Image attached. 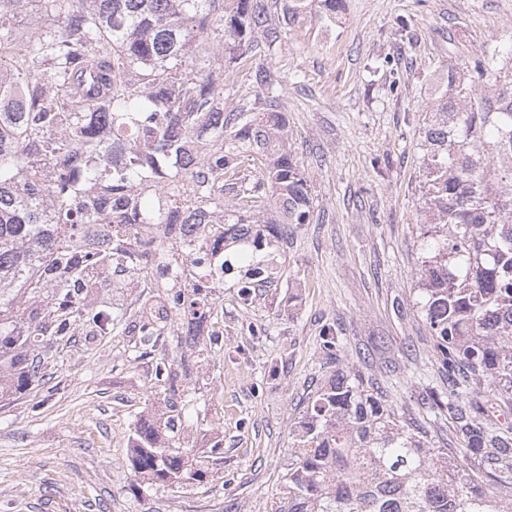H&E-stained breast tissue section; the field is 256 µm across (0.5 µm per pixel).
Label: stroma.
Segmentation results:
<instances>
[{
  "instance_id": "stroma-1",
  "label": "stroma",
  "mask_w": 512,
  "mask_h": 512,
  "mask_svg": "<svg viewBox=\"0 0 512 512\" xmlns=\"http://www.w3.org/2000/svg\"><path fill=\"white\" fill-rule=\"evenodd\" d=\"M512 40V0H344L309 5L274 53H216L224 108L276 98L311 188L313 218L280 243L272 286L217 289L221 335L193 367L185 434L207 481L133 487L128 452L149 420L152 366L182 351L155 336L136 357L121 331L73 337L45 378L0 402V512H274L310 397L336 369L390 390L406 417L437 367L417 313L422 132L449 68ZM267 86H260V72ZM343 348L330 360L323 325ZM257 335H250V328ZM223 440L215 448V440Z\"/></svg>"
}]
</instances>
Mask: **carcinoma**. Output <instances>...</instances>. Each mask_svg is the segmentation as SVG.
<instances>
[{"label":"carcinoma","mask_w":512,"mask_h":512,"mask_svg":"<svg viewBox=\"0 0 512 512\" xmlns=\"http://www.w3.org/2000/svg\"><path fill=\"white\" fill-rule=\"evenodd\" d=\"M40 20L19 40L16 25ZM325 21L343 0H317ZM307 0H0V398L43 379L52 349L80 333H214V290L246 299L278 274L273 243L311 221L313 198L288 144V114L224 110V75L197 44L210 27L248 53L273 49ZM487 92L477 93V87ZM424 212L414 306L440 353L423 420L398 413L359 371L307 406L286 496L275 512H512L482 486L512 469V45L448 71L424 128ZM154 194L165 202L151 206ZM238 207L226 209L224 195ZM184 270L137 314L105 288H156L150 256ZM329 355L336 330L322 333ZM185 360L157 362L164 398L129 450L135 483L201 482L206 460L179 450ZM451 420L471 464L435 445Z\"/></svg>","instance_id":"1"}]
</instances>
